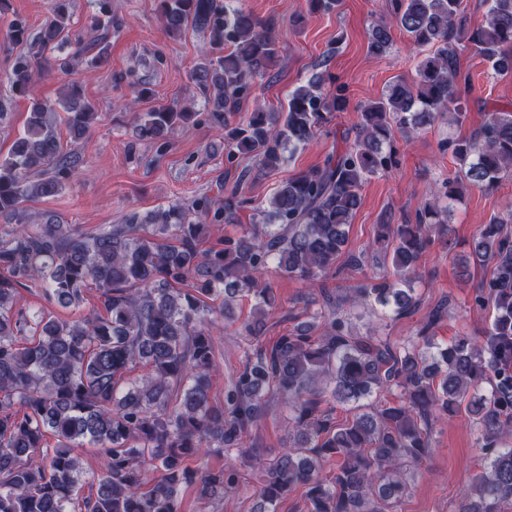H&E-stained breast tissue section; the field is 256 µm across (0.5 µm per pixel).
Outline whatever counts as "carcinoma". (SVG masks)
I'll list each match as a JSON object with an SVG mask.
<instances>
[{
	"mask_svg": "<svg viewBox=\"0 0 512 512\" xmlns=\"http://www.w3.org/2000/svg\"><path fill=\"white\" fill-rule=\"evenodd\" d=\"M67 0H51L50 16L33 33L11 22L10 39L29 46L9 74L12 95H33L35 71L49 67L46 52L68 43L75 50L55 58L65 72L81 59L89 67L108 61L112 0H97L89 40L69 34ZM164 30H208L230 44L217 60L200 62L193 79L213 104L212 118L224 128L228 160L253 155L273 172L285 152L310 143L330 114L346 107L344 90L320 92L322 78L288 94L279 112L230 117L253 86L269 76L279 56L277 21H261L237 0H156ZM463 0H392L390 16L371 30L370 48L392 45V28L416 47H428L410 80L399 79L369 102L354 140L324 164L284 182L273 193L262 223L199 249L208 208L172 204L146 216L131 212L123 224L84 233L72 224L25 222L21 203L60 192L84 164L63 151L58 118L48 103L32 102L26 128L0 160V213L14 219L0 234V512H181V491L192 487L213 502L238 490L240 473L226 463L197 470L187 461L242 450L244 436L258 426L270 402L288 404L293 433L283 452L265 463L259 512H277L296 488L303 512H395L408 495L407 469L429 455L432 421L438 414L469 410L480 432L485 461L456 512H502L512 502V232L495 216L473 247L477 264L491 275L475 292L488 310L483 336H458L441 346L429 334L436 311L418 336L405 344L359 336L348 324L345 304L372 301L398 318L418 300L410 283L418 261L444 223L448 207L469 184L495 188L512 167V110L487 115L478 139L448 143L460 170L446 192L432 193L414 224H382L394 277H371L339 296L321 289L319 308L306 324L279 336L271 347L249 343L240 368L224 393L211 401L218 367L213 336L234 322L236 301L252 297V319L241 325L259 338L264 317L275 306L266 275L271 263L289 277L316 283L336 275L346 228L360 204L366 179L392 167L395 131L426 128L438 112L466 118L459 96L458 46L467 43L492 71L512 77V0H486V19L470 31ZM97 112L76 86L68 87L63 122L71 137L86 135ZM178 106L143 114L140 134L166 138L188 119ZM248 200L234 190L214 219L233 221ZM39 281L55 306L77 308L87 289L99 291L103 310L63 320L15 309L18 290ZM147 370L135 375L138 368ZM400 396L338 421L336 408L394 390ZM57 443L48 447L46 436ZM102 450L95 493L82 496L77 449ZM336 458L325 473L322 461Z\"/></svg>",
	"mask_w": 512,
	"mask_h": 512,
	"instance_id": "carcinoma-1",
	"label": "carcinoma"
}]
</instances>
